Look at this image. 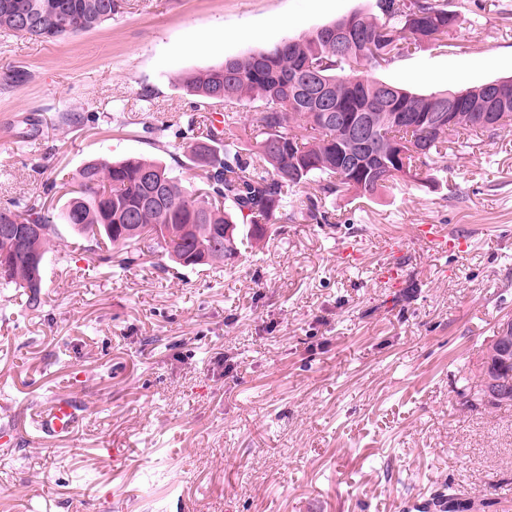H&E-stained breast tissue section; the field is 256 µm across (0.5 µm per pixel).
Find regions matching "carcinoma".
I'll list each match as a JSON object with an SVG mask.
<instances>
[{
  "mask_svg": "<svg viewBox=\"0 0 512 512\" xmlns=\"http://www.w3.org/2000/svg\"><path fill=\"white\" fill-rule=\"evenodd\" d=\"M47 0H0V30L42 41H62L112 20V0H60L54 10ZM38 16L34 29L19 27V12ZM458 14L442 0H375L367 13H353L297 38L224 58L212 68L188 74L183 86L209 106L224 107L221 125L188 146L190 165L200 171L203 188L192 193L175 170L156 160H94L79 171V190L63 223L84 236L87 251L101 262L122 256L135 262L130 248L140 244L176 266L201 265L222 272L233 267L242 251L262 241L268 228L286 224L300 213L311 224L330 223L336 198L372 199L398 178L417 179L448 150V136L466 133L478 139L512 126V80L496 88V106L480 121L473 112L483 100L484 85L465 89L467 102L452 118L425 121L435 112L443 92L414 94L394 84L388 100L378 104L379 81L363 75L382 68L424 44L443 47L458 25ZM346 27L343 46L332 37ZM309 71L329 88L334 111L343 119L361 112L374 117L371 140L349 134V126L327 121L313 103L291 99V85ZM247 106L255 136L252 149L241 145L234 108ZM306 188L300 206L288 201V190ZM0 223L10 224V237L0 232V288H20L23 307L44 304L46 258L56 248L57 225L36 206L21 199L0 205ZM40 232L31 234V226ZM39 258L30 264V256ZM475 502L448 491L447 512H470Z\"/></svg>",
  "mask_w": 512,
  "mask_h": 512,
  "instance_id": "cac0c4a2",
  "label": "carcinoma"
}]
</instances>
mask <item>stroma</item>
<instances>
[{
    "label": "stroma",
    "instance_id": "stroma-1",
    "mask_svg": "<svg viewBox=\"0 0 512 512\" xmlns=\"http://www.w3.org/2000/svg\"><path fill=\"white\" fill-rule=\"evenodd\" d=\"M63 42L0 32V203L59 217L93 160L185 159L213 111L183 78L225 57L370 10L372 0H116ZM459 24L372 79L416 94L512 79V0H448ZM336 221L271 227L223 276L163 273L162 256L90 260L59 225L45 304L0 314V512H409L445 487L473 512H512V407L469 410L512 313V131L449 140L431 178L338 198ZM443 224L461 251L414 239ZM399 239L401 256L385 252ZM355 244L347 264L339 245ZM400 259L410 292L380 282ZM86 417L40 437L56 392ZM115 456H107V449Z\"/></svg>",
    "mask_w": 512,
    "mask_h": 512
}]
</instances>
